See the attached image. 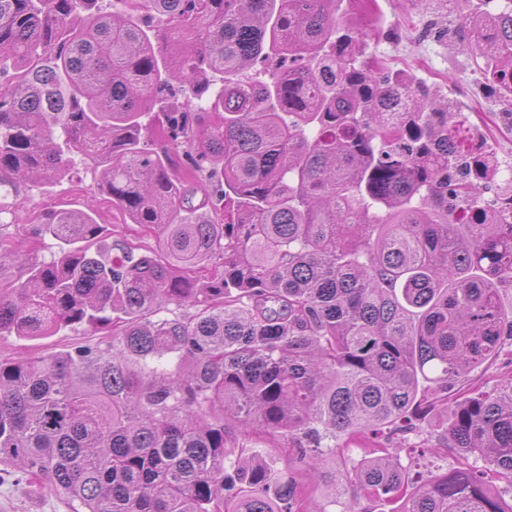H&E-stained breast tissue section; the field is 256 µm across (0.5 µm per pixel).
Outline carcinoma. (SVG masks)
I'll list each match as a JSON object with an SVG mask.
<instances>
[{"instance_id":"obj_1","label":"carcinoma","mask_w":512,"mask_h":512,"mask_svg":"<svg viewBox=\"0 0 512 512\" xmlns=\"http://www.w3.org/2000/svg\"><path fill=\"white\" fill-rule=\"evenodd\" d=\"M484 2L475 58L512 99V0ZM339 3L0 0V187L77 155L154 238L104 247L90 213L46 212L65 248L0 287L1 336H112L0 361V465L74 512H328L318 491L373 512L350 486L512 512V392L448 406L512 340L491 159L459 158L423 79L362 60ZM428 410L449 447H403ZM450 447L454 470L413 472Z\"/></svg>"}]
</instances>
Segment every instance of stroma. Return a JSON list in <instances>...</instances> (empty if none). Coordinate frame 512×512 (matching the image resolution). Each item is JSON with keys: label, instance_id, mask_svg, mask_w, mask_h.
<instances>
[{"label": "stroma", "instance_id": "35a3bbf8", "mask_svg": "<svg viewBox=\"0 0 512 512\" xmlns=\"http://www.w3.org/2000/svg\"><path fill=\"white\" fill-rule=\"evenodd\" d=\"M359 29L368 58L385 60L440 88L452 108L466 118L472 137L486 139L502 160L512 161V128L502 121L503 111L512 104L485 82L474 64L469 41L448 17L447 0H372ZM0 204L17 210L16 215L0 218V237L29 246L27 261L31 264L50 261L61 247L59 240L41 233L34 222L37 214L52 208L94 211L110 241L120 233L134 242L144 238L137 225L124 222L97 189L93 175L79 165L58 183L30 182L8 195L0 191ZM96 341L92 329L86 327L35 340L0 336V359L46 355ZM511 387L512 352L505 350L470 373L449 391L448 398L453 401L469 391L504 393ZM0 512H72V507L63 496L48 490L30 492L14 476L0 471Z\"/></svg>", "mask_w": 512, "mask_h": 512}]
</instances>
